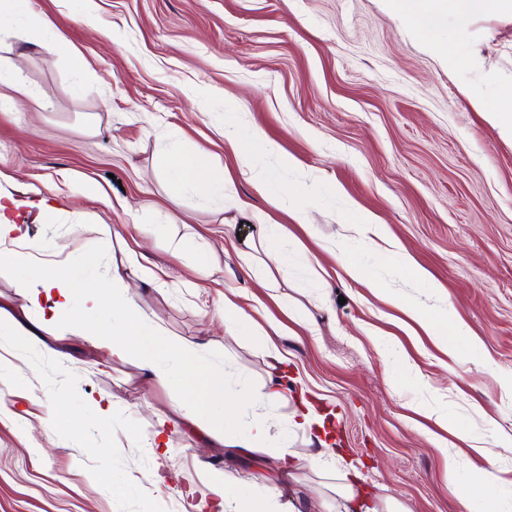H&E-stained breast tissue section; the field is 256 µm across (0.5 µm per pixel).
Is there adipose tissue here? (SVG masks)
<instances>
[{"mask_svg":"<svg viewBox=\"0 0 512 512\" xmlns=\"http://www.w3.org/2000/svg\"><path fill=\"white\" fill-rule=\"evenodd\" d=\"M495 2L390 0L393 9L402 13L412 25L418 19L450 11L488 9ZM21 29L32 32L41 48L69 57L76 84H83L86 79L84 59L71 47L64 34L49 19L29 12L27 0H0V35ZM2 102L32 112L44 108L40 97L10 65H0ZM160 165L170 188L177 193L194 189L220 195L234 186L223 166L190 153L177 131L172 132L169 144L161 153ZM239 212L244 219L258 222L257 237L244 243V275L257 280L272 267L287 273L288 251L276 225L266 223L263 213L253 205L240 203ZM123 254L119 266L113 267L108 279H97L98 259L95 254L87 253L73 266H42L37 282L17 281V292L29 306L40 310V322L46 327L57 326L58 311L69 306L76 295H83L93 317L77 321L72 326L75 336L91 343L109 358L134 361L148 377L158 382L180 380L196 387V400L188 402L179 396L171 401L164 422L196 423L217 442L234 438L237 447L272 455L279 461L281 469H289L292 464L289 443L272 434L277 423L275 410L286 399L280 383L272 380L255 388L243 380L234 395H227L223 370L206 362L195 344L157 333L131 293L130 279L159 282L157 265L143 252L131 247L125 248ZM224 327L232 336L249 337L263 347L271 360L281 362L282 354L276 344L282 331L281 324L272 320L267 327H260L243 309L240 293L233 291L224 297ZM255 404L264 406V413L245 416V408ZM289 424L292 429L306 434L309 443L315 444L312 465L324 467L335 450L323 437L324 423L318 420L313 405L303 402L290 417ZM280 498V490L274 488L261 499L244 500L234 494L233 480L228 474L214 472L210 475V512H283Z\"/></svg>","mask_w":512,"mask_h":512,"instance_id":"1","label":"adipose tissue"}]
</instances>
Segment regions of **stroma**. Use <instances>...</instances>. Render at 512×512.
Masks as SVG:
<instances>
[{
    "mask_svg": "<svg viewBox=\"0 0 512 512\" xmlns=\"http://www.w3.org/2000/svg\"><path fill=\"white\" fill-rule=\"evenodd\" d=\"M81 52L89 76L75 87L67 59L0 37V58L45 107L0 112V190L27 201L31 241L52 262L101 254V274L135 246L161 269L163 287L133 292L164 335L199 344L224 371L227 392L241 379L288 381L278 410L295 455L285 498L336 512L347 467L357 489L396 512H483L448 488V458L461 472L495 455L512 502V134L490 114L512 94V0L467 15L425 17L410 26L389 0H29ZM187 148L235 171L224 198L171 193L158 167L171 128ZM260 129L296 166L283 187L311 224L268 203L252 173H238L233 139ZM99 185L102 198L82 193ZM56 202L39 224V199ZM252 203L282 225L290 270L285 293L299 320L283 318L275 292L242 277L225 252L256 232L235 204ZM383 224L379 235L346 226L353 208ZM297 209V210H298ZM162 212L175 224L153 226ZM87 227L81 237L69 224ZM214 250L208 275L196 270L202 244ZM344 249L371 275L351 280L326 246ZM409 255L426 280L401 271ZM317 258L321 272L308 265ZM36 262L0 268V315L27 325L36 309L15 283L36 278ZM400 300L463 323L449 357L398 308ZM245 289L247 304L282 320L284 361L272 366L259 347L225 333L224 294ZM80 301L60 311L43 347L16 348L0 331V357H21L23 378L0 367V512H197L211 471L233 474L237 497L280 485L269 455L213 443L188 422L170 426L167 446L152 444L175 386L147 379L130 362L106 358L73 336ZM116 406L95 408L99 396ZM331 416L341 461L311 466L313 448L286 420L302 401ZM443 415L456 433L438 429ZM191 474L193 495L158 494L154 470ZM125 494H114L112 482Z\"/></svg>",
    "mask_w": 512,
    "mask_h": 512,
    "instance_id": "35a3bbf8",
    "label": "stroma"
}]
</instances>
